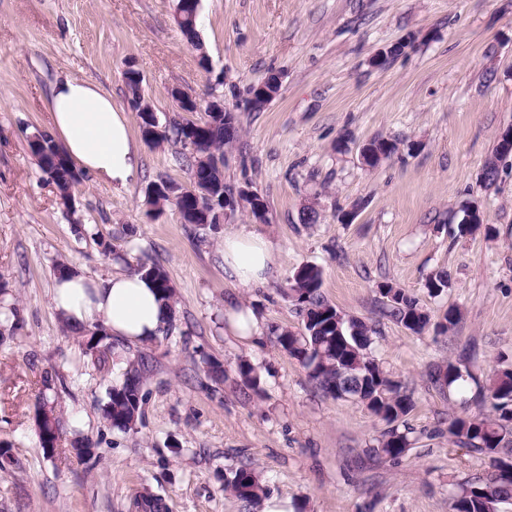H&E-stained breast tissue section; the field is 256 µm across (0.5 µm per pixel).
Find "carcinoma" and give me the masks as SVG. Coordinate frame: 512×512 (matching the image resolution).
<instances>
[{
    "instance_id": "cac0c4a2",
    "label": "carcinoma",
    "mask_w": 512,
    "mask_h": 512,
    "mask_svg": "<svg viewBox=\"0 0 512 512\" xmlns=\"http://www.w3.org/2000/svg\"><path fill=\"white\" fill-rule=\"evenodd\" d=\"M175 25L194 48H201L197 21L190 18L175 21ZM128 103L138 108L143 98L141 80L125 76ZM208 119L199 123L173 122L161 138L153 144L174 141L195 146L196 153L186 157L191 175L200 184L209 186L211 198L198 199L191 194H160L149 196L150 205L158 210L170 204L178 209L185 224L216 225L224 195H233L234 188L224 183V158L211 163L202 159L206 148L222 154L238 137L237 117L233 112H209ZM372 153L371 167L389 158L396 151L395 143L373 139L364 145ZM39 165L49 181L54 183L60 197L71 198L73 188L81 181L80 172L66 162L58 165L46 151L35 153ZM505 158L502 144H497L493 157L483 169V183L493 185L498 179V162ZM137 270L156 285L161 300L169 310L168 321L176 313V289L166 270L157 264H140ZM322 272L312 265L299 268L289 283L286 296L299 310L304 320V331L295 334L289 330L279 335L281 347L309 371L320 388L331 396L340 391L348 398L367 407L374 415L392 425L380 440L378 451L386 457L397 459L409 446L406 433L393 426L414 407L413 396L406 387L390 378L370 355L371 328L365 323L347 319L321 294ZM394 293L389 301L387 314L407 329L420 333L430 324L429 315L418 306L415 299L401 289L387 283L380 286V293ZM93 336L88 340V350L95 354V361L102 363L106 352L98 350L100 342L108 336L102 325L93 326ZM146 376L145 360L130 361L121 380L113 384L109 400L102 408V418L113 428L127 430L136 422L142 402V388ZM439 380L448 388H458L466 382L459 365L452 362L439 374ZM478 398L486 412L473 417H456L448 424V434L455 442L483 455L493 469L485 482L462 483L453 501L454 512H497V505L512 499V457L504 450L512 446V369H503L479 386ZM224 490L236 497L251 501L260 497L264 486L258 472L251 467H241L224 484ZM135 512H166L165 500L152 493L134 496Z\"/></svg>"
}]
</instances>
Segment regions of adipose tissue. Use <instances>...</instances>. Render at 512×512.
I'll return each mask as SVG.
<instances>
[{
    "mask_svg": "<svg viewBox=\"0 0 512 512\" xmlns=\"http://www.w3.org/2000/svg\"><path fill=\"white\" fill-rule=\"evenodd\" d=\"M52 135L82 170L126 186L136 175L138 147L123 112L98 83L65 77L51 89ZM276 262L269 242L250 232L224 238V265L241 285L263 280ZM51 301L74 328L103 322L117 339L144 343L160 336L168 311L153 283L130 270L106 277L72 275L56 278Z\"/></svg>",
    "mask_w": 512,
    "mask_h": 512,
    "instance_id": "ef3b65f1",
    "label": "adipose tissue"
}]
</instances>
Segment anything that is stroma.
<instances>
[{
  "instance_id": "obj_1",
  "label": "stroma",
  "mask_w": 512,
  "mask_h": 512,
  "mask_svg": "<svg viewBox=\"0 0 512 512\" xmlns=\"http://www.w3.org/2000/svg\"><path fill=\"white\" fill-rule=\"evenodd\" d=\"M176 0H0V512H128L139 492L169 512H262L224 491L243 465L293 512H453L460 483L488 479L482 455L448 434L450 416H476L477 386L512 366V156L485 186L481 173L500 129L512 125V0H201L199 51L176 27ZM396 55L388 50L395 44ZM139 72L160 124L182 120L178 87L234 105L269 74L281 91L262 111H239L241 137L224 180L250 185L268 205L256 221L238 209L217 226L182 223L145 191L166 179L189 186L181 144L149 146L129 111L124 71ZM100 83L125 110L140 161L124 187L84 174L69 204L40 169L31 137L50 131L49 95L60 77ZM396 152L365 166L364 143ZM477 203L492 235L457 232ZM315 207L317 221L300 220ZM356 209L353 223L342 215ZM270 240L276 266L246 288L224 269V236ZM157 263L176 287L162 336L123 345L124 359L95 365L82 334L51 303L59 262L89 277L118 259ZM322 271L337 309L372 327L370 351L413 393L404 417L410 447L379 455L385 422L324 393L278 342L303 320L284 291L303 265ZM448 274L442 293L428 278ZM418 300L433 325L416 334L386 313L378 287ZM254 310L259 339L234 335L228 309ZM461 319L436 331L448 308ZM150 370L142 415L128 430L102 418L127 361ZM220 363L214 383L207 361ZM475 376L466 392L437 383L448 362ZM249 363L258 389L244 385ZM61 410L64 431L46 457L39 401ZM84 438L93 448L71 450Z\"/></svg>"
}]
</instances>
